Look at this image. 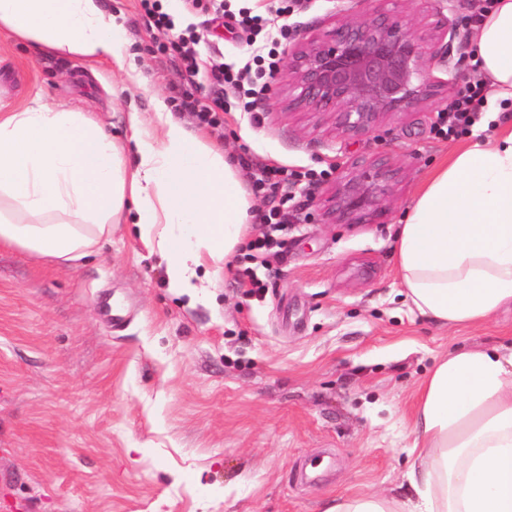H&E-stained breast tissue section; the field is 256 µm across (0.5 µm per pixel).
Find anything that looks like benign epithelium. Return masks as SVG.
Returning a JSON list of instances; mask_svg holds the SVG:
<instances>
[{"mask_svg":"<svg viewBox=\"0 0 512 512\" xmlns=\"http://www.w3.org/2000/svg\"><path fill=\"white\" fill-rule=\"evenodd\" d=\"M442 15L430 29L414 28L398 8L381 10L367 22L341 16L328 34L288 54V107L300 112H329L336 129L362 138L386 117L409 112L437 96L458 78L451 44L456 20ZM448 75L439 80L432 66ZM397 171L384 159L355 175L340 174L332 208L338 224H360L392 193Z\"/></svg>","mask_w":512,"mask_h":512,"instance_id":"obj_1","label":"benign epithelium"}]
</instances>
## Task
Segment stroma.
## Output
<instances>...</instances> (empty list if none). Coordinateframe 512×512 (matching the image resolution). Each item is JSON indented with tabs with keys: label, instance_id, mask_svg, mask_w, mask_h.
I'll list each match as a JSON object with an SVG mask.
<instances>
[{
	"label": "stroma",
	"instance_id": "stroma-1",
	"mask_svg": "<svg viewBox=\"0 0 512 512\" xmlns=\"http://www.w3.org/2000/svg\"><path fill=\"white\" fill-rule=\"evenodd\" d=\"M128 19L140 79L111 60L37 54L0 32V102L34 99L86 113L118 140L127 111L152 117L186 85L175 45L159 51L139 0H104ZM484 0H454L458 84L351 139L325 112L288 108L277 69L245 107L224 92V123L189 128L232 157L332 173L380 157L401 169L380 214L337 224L323 211L329 180L289 186L275 271L240 255L208 303L171 293L156 257L128 225L68 266L0 243V512H322L327 500L397 493L411 459L419 387L455 348L512 343V308L485 322L441 327L401 292L394 226L431 173L471 141L437 133L461 84L478 80L471 54ZM376 0H224V17L176 0L204 57L257 70L260 47L286 60L294 44L331 30L340 11L364 22ZM267 20L244 28L242 12ZM252 268L263 290L240 288ZM130 314L111 328L101 296Z\"/></svg>",
	"mask_w": 512,
	"mask_h": 512
}]
</instances>
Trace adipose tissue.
<instances>
[{"label":"adipose tissue","mask_w":512,"mask_h":512,"mask_svg":"<svg viewBox=\"0 0 512 512\" xmlns=\"http://www.w3.org/2000/svg\"><path fill=\"white\" fill-rule=\"evenodd\" d=\"M0 27L34 52L110 58L138 80L124 16L100 0H0ZM473 46L488 119L512 112V0L478 22ZM116 142L82 112L0 104V243L60 265L132 225L170 291L203 303L243 242L252 201L238 165L156 101L127 114ZM400 285L413 310L452 327L512 305V124L457 149L397 230ZM407 498L337 497L324 512H512V345L440 357L413 416Z\"/></svg>","instance_id":"obj_1"}]
</instances>
